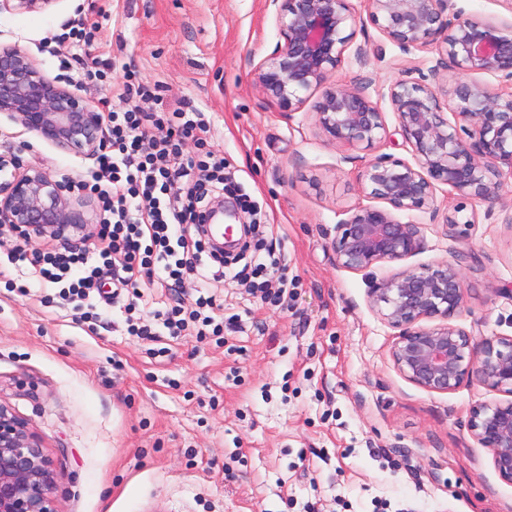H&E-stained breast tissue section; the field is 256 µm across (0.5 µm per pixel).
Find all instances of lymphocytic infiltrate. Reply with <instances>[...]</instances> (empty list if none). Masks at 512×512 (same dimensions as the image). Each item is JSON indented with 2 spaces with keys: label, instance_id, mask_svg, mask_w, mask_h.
Listing matches in <instances>:
<instances>
[{
  "label": "lymphocytic infiltrate",
  "instance_id": "lymphocytic-infiltrate-1",
  "mask_svg": "<svg viewBox=\"0 0 512 512\" xmlns=\"http://www.w3.org/2000/svg\"><path fill=\"white\" fill-rule=\"evenodd\" d=\"M98 25L86 22L70 29V55L63 68L75 69L79 81L102 82L99 109L109 140L100 154L98 166L77 182L80 190L97 194L101 203L98 235L99 252H46L28 256L23 248L9 253L15 267L30 266L42 280L59 285V295L70 302H85L96 288L104 270H111L117 289L127 291L128 332L143 340L156 341L160 329L178 336L194 330L204 340L208 329L222 323L234 330L235 317H223L222 307L212 298H199L196 309L174 306L162 312L161 327L139 316L140 290L145 285L182 283L190 279L200 285L226 280L250 282L261 302L284 303L288 279L280 273V260L264 239L243 245L240 252L227 255L215 249L204 226L206 198L218 188H226L241 208L255 212L256 204L239 183L226 181L225 159L211 151L183 158L182 145L192 138L205 142L210 124L203 113L176 108L150 112V89L126 74L119 88L106 79L112 68L107 59L90 57ZM121 109H114L113 100ZM182 183L181 193L171 194L174 183Z\"/></svg>",
  "mask_w": 512,
  "mask_h": 512
}]
</instances>
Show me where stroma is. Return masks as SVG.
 Wrapping results in <instances>:
<instances>
[{"label":"stroma","instance_id":"stroma-1","mask_svg":"<svg viewBox=\"0 0 512 512\" xmlns=\"http://www.w3.org/2000/svg\"><path fill=\"white\" fill-rule=\"evenodd\" d=\"M355 44L328 83L383 94L403 70L432 66L435 54H402L351 0ZM93 18L95 56L111 60L112 81L134 70L157 86L149 109L186 105L211 125L204 145L224 156L231 177L277 227L274 245L294 284L287 305L263 304L226 282L225 315L239 332L196 341L128 335L123 302H98L91 317L58 299L48 283L11 291L19 272L5 259L18 244L0 231V403L25 418L58 476L57 512H512V486L463 426L473 405L497 392L464 385L430 392L403 378L389 356L395 331L370 307L371 272L336 266L335 225L368 204L358 174L381 153L407 160L393 112L388 137L370 148L335 147L318 136L313 106L291 117L255 87L252 72L278 41L272 0H54L44 12L0 10V46L24 49L48 77L61 75L69 47L59 34ZM0 156L78 181L95 159L66 152L0 115ZM460 249L467 289L461 325L512 336V195L471 202ZM421 225L422 252L409 266L449 259L443 225ZM140 309L178 302L194 308L209 289L146 288Z\"/></svg>","mask_w":512,"mask_h":512}]
</instances>
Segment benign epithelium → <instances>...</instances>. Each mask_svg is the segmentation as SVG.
I'll return each instance as SVG.
<instances>
[{"mask_svg":"<svg viewBox=\"0 0 512 512\" xmlns=\"http://www.w3.org/2000/svg\"><path fill=\"white\" fill-rule=\"evenodd\" d=\"M22 12H44L54 0H14ZM281 41L253 70V83L291 118L305 102L301 93L322 86L345 59L357 19L350 0H272ZM370 22L401 52L439 55L428 70L415 65L389 85L388 99L412 161L380 153L360 171L367 194L383 205H361L336 225L330 248L336 266L365 271L380 264L392 271L372 281L370 306L397 330L390 348L394 368L413 384L450 393L481 385L505 395L469 410V437L490 452L500 480L512 485V336H477L457 324L465 311L460 265L446 261L403 265L425 241L418 224L395 212L428 210L442 220L449 240L464 241L461 226L474 223L459 203L435 206L439 186L463 200H499L508 193L500 165L512 169V91L469 78L493 74L512 82V22L498 23L461 12L450 0H366ZM452 67L461 78L451 90L439 82ZM0 114L59 149L96 156L108 142L101 113L79 90L47 77L22 49L0 46ZM315 125L337 146H373L386 138L385 112L362 85L324 90ZM0 226L28 244L72 238L89 223L65 185L42 168L0 157ZM57 474L29 423L0 404V512H54Z\"/></svg>","mask_w":512,"mask_h":512,"instance_id":"benign-epithelium-1","label":"benign epithelium"}]
</instances>
